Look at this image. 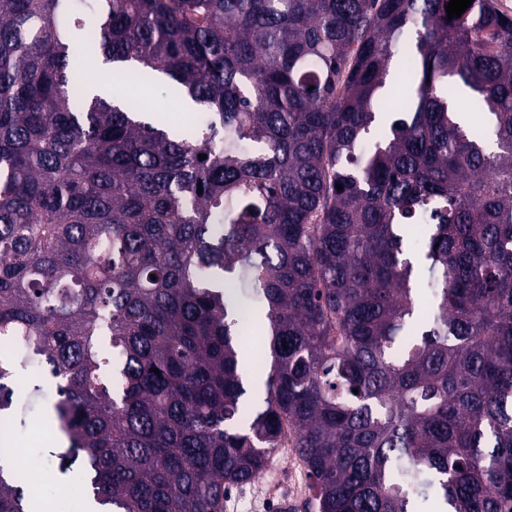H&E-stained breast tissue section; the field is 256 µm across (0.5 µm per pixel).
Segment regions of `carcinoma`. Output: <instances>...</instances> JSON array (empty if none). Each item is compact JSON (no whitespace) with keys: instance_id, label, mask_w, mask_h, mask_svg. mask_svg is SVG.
<instances>
[{"instance_id":"carcinoma-1","label":"carcinoma","mask_w":512,"mask_h":512,"mask_svg":"<svg viewBox=\"0 0 512 512\" xmlns=\"http://www.w3.org/2000/svg\"><path fill=\"white\" fill-rule=\"evenodd\" d=\"M448 3L0 0V512L33 362L109 512H224L288 447L318 512H512V18ZM166 105L171 112H165L168 117L170 126L173 127H186L191 124L193 119V112H182L179 108V103L172 101L169 98L160 96L144 98L140 100V107L144 110H153L158 106Z\"/></svg>"}]
</instances>
